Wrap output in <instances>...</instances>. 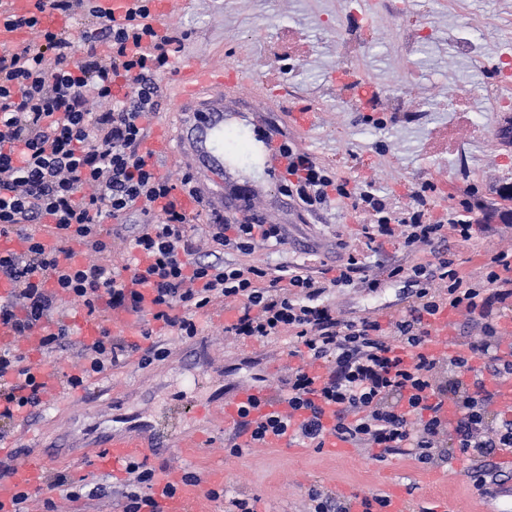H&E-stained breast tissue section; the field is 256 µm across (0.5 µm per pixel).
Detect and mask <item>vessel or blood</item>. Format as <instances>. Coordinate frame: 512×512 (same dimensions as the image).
Wrapping results in <instances>:
<instances>
[{"mask_svg": "<svg viewBox=\"0 0 512 512\" xmlns=\"http://www.w3.org/2000/svg\"><path fill=\"white\" fill-rule=\"evenodd\" d=\"M136 0H96L97 7L113 22H125ZM179 90L172 106L180 114L176 133L160 131L151 138L148 149L153 156H172L179 160L198 183L199 194L184 197L185 210L196 213L206 204L212 209L224 208V91L238 85L235 76L189 63L178 72ZM271 390L258 383L239 390L221 409L224 426H237L240 407L257 405L268 412ZM167 447L162 436L146 438L128 433H115L104 439L96 454L98 466L108 472L122 473L130 462L151 463ZM46 470L41 460L30 459L5 481L0 482V512H14L16 491H39L45 487ZM152 497L161 512H202V487L184 481L179 470L162 473L152 489Z\"/></svg>", "mask_w": 512, "mask_h": 512, "instance_id": "obj_1", "label": "vessel or blood"}]
</instances>
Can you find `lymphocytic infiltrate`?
Instances as JSON below:
<instances>
[{"label": "lymphocytic infiltrate", "instance_id": "lymphocytic-infiltrate-1", "mask_svg": "<svg viewBox=\"0 0 512 512\" xmlns=\"http://www.w3.org/2000/svg\"><path fill=\"white\" fill-rule=\"evenodd\" d=\"M156 0H138L121 24L108 23L94 0H34L23 15L0 16L19 30H40L38 44L21 41L0 49V236L16 235L20 249H0V275L11 284L0 300V438L23 411L45 404L24 348L39 333L43 365L74 348L63 389H83L94 375L118 366L137 343L112 329L121 316L145 318L181 337L200 331L199 318L218 303L238 304L225 333L240 340L272 336L290 340L289 367L270 398L274 411L252 415L241 408L240 427L253 443L268 435L322 448L326 435L378 458L435 460L484 456L512 448V418L497 412L496 381L512 378V351L495 307L512 301V248L483 252V274H462L457 248L473 245L489 228L472 218L468 199L441 214H426V192L413 193L415 208L395 212L384 197L358 180L337 177L293 144L287 158V196L316 211L331 200L350 201L364 225L359 237L338 239L341 262L331 280L282 262L240 264L239 256L287 244L288 229L253 216L230 220L213 214L194 224L179 198L196 195L191 173L172 183L156 169L144 145L146 115L156 111L158 77L182 50L178 37L154 23ZM81 26L44 25L45 13ZM114 220L113 232L102 228ZM123 243V263L112 261V241ZM396 242L409 254L429 250L435 266L394 265L386 278L416 285L415 302L381 323L374 317L343 319L323 300L329 288L377 290L367 258ZM96 323L92 343L74 337L62 301ZM478 328L463 347L439 350L432 328L444 310ZM453 412L454 423L444 420ZM122 512H154V469L130 464Z\"/></svg>", "mask_w": 512, "mask_h": 512}]
</instances>
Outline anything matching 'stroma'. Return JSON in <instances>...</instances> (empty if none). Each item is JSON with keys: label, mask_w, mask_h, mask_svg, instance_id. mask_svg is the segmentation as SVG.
<instances>
[{"label": "stroma", "mask_w": 512, "mask_h": 512, "mask_svg": "<svg viewBox=\"0 0 512 512\" xmlns=\"http://www.w3.org/2000/svg\"><path fill=\"white\" fill-rule=\"evenodd\" d=\"M159 11L162 31L182 36L181 59L212 68L243 71L249 89L224 96L226 131L245 143L263 141L280 130L281 141L296 145L339 177L371 183L393 210L413 206L412 193L427 180L438 193L427 206L438 212L469 198L474 216L512 209L502 189L512 185V107L483 113L481 85L496 73L502 55L512 53V0H168ZM352 75L375 90L366 103L354 102L341 79ZM306 105L317 124L302 133L289 126L291 109ZM468 164H457L459 153ZM229 168L253 196L237 218L254 214L269 223L286 225L287 245L240 256L243 264L290 262L333 278L339 263L337 238L350 239L361 225L350 205L331 203L309 212L286 197L285 173L268 165L258 168L252 156L236 154ZM426 250L409 255L397 245L369 259L370 274L383 277L377 291L359 287L333 288L325 296L338 316H372L380 321L401 314L413 300L405 280H389L394 264L433 263ZM224 305L212 307L199 319L201 332L181 338L160 328L156 342L169 348L165 360L141 366L132 356L102 381L91 380L82 409L57 406L49 394L38 415L19 419L8 442L19 459L35 454L47 473L66 472L82 486L83 496L70 498L67 488L53 491L57 512H120L119 491L124 480L98 469L82 454L84 445L118 431L163 432L170 449L163 466L205 476L223 490L207 501L206 512H237L243 499L252 512H308V491L332 495L387 494L391 485L405 492L410 510L435 508L455 499L461 512H486L496 485L477 490L468 471L493 467L499 454L476 457L466 468L442 464L419 467L406 455L378 460L370 448H349L339 458L312 448L244 449L237 457L224 452V423L183 413L181 395L209 407L230 396L252 375H266L278 386L294 357L287 338L241 343L224 333ZM210 428L196 460L177 450L181 433ZM104 486L101 498L88 497Z\"/></svg>", "instance_id": "1"}]
</instances>
